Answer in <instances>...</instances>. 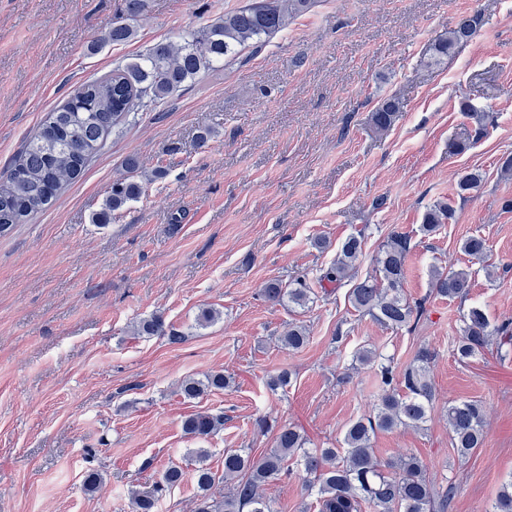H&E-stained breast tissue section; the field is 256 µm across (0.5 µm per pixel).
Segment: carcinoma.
<instances>
[{"label":"carcinoma","mask_w":512,"mask_h":512,"mask_svg":"<svg viewBox=\"0 0 512 512\" xmlns=\"http://www.w3.org/2000/svg\"><path fill=\"white\" fill-rule=\"evenodd\" d=\"M314 0H249L239 9L213 19L205 26L190 30L183 41H159L136 61L117 65L102 78L82 82L74 87L68 100L47 112L37 134L28 139L16 158L13 177L0 182V236L7 234L31 216L46 209L64 186L80 179L86 168L102 150L107 138L136 121L141 112H159L169 98L184 91L197 77L224 67L248 47L261 46L290 22L307 13ZM144 11V0H124L125 18L107 25L102 38L94 42L91 52L105 44L121 45L137 34L132 21ZM478 15L463 18L440 42L436 54L446 55L456 45L468 41L477 32ZM399 111L394 99L384 100L372 113L379 130L388 129ZM127 175L112 182L102 209L93 217L96 224H108L112 213L144 193L135 178L139 161H125ZM483 176L466 172L457 182L460 195L480 189ZM453 216L451 206L439 202L430 206L423 218L422 230L436 233ZM411 239L392 232L378 249L375 273L355 282L348 292L353 308L393 331H412L425 317L426 300L414 303L403 293L406 258ZM488 251L487 241L471 235L461 244V252L471 260L482 261ZM363 254L362 239L349 236L341 245L336 259L319 277L341 287L355 277L356 264ZM433 291L441 297L466 300L471 287V273L465 269H437L433 273ZM311 288L298 280L290 286L278 280L268 282L263 298L271 305L288 303L307 307ZM460 335L454 355L463 363L484 354L491 345L508 347L512 353V322L494 323L480 305L470 306L461 316ZM141 336L165 337L172 343L185 333L168 327L159 316L145 319L137 326ZM309 341L303 325L289 324L282 342L298 351ZM433 357L430 348L421 346L412 361L399 369L393 361L372 349L359 352L358 359L376 367L378 389L373 413L362 415L347 425L339 448L305 447L297 429L286 423L277 428L275 447L258 457L240 450L224 454V472L217 474L204 464L207 451L199 449L201 465L194 480L199 489L192 512H273L264 494V486L290 474L286 461L293 458L308 490L316 495L317 512H445L456 486L448 482L438 491L427 476L423 461L414 454L382 461L376 457L372 440L381 431L400 427L424 429L433 409L434 387L428 377ZM229 378L222 371L202 379L183 381L185 398L198 399L222 390ZM448 436L458 458L470 457L484 442L485 414L478 400L448 403ZM224 427V415L194 413L182 423L186 435L205 440ZM184 472L169 467L150 488L132 495L134 512H155L158 503L173 487L183 482ZM224 485V496L217 497V486ZM490 512H512V478L506 481Z\"/></svg>","instance_id":"carcinoma-1"}]
</instances>
